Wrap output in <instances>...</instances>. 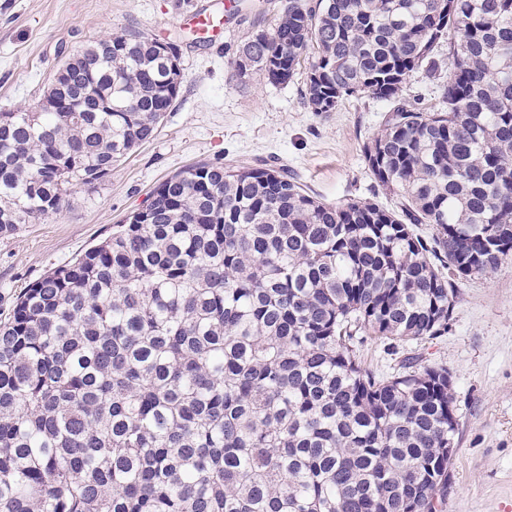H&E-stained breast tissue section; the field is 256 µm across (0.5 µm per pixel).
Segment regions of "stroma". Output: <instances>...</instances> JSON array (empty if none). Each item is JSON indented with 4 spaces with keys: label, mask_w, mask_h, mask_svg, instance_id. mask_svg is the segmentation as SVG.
Instances as JSON below:
<instances>
[{
    "label": "stroma",
    "mask_w": 512,
    "mask_h": 512,
    "mask_svg": "<svg viewBox=\"0 0 512 512\" xmlns=\"http://www.w3.org/2000/svg\"><path fill=\"white\" fill-rule=\"evenodd\" d=\"M225 0H0V112L34 111L61 63L91 41L124 30L173 42L183 80L153 137L91 187L74 188L57 217L0 235V321L34 280L107 237L147 204L168 177L199 162L252 167L271 161L294 172L329 204L373 200L395 208L369 170L363 148L381 129L388 104L366 96L334 112L303 98L308 61L291 82L240 78L233 61L253 34L271 31L285 0H245L225 19ZM221 20L222 46L187 22ZM445 365L459 423L444 512H512V259L465 280L446 336L392 352L364 336L360 353L381 375L414 353Z\"/></svg>",
    "instance_id": "obj_1"
}]
</instances>
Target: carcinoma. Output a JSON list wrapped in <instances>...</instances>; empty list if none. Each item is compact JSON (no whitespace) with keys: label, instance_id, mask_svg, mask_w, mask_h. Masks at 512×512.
Instances as JSON below:
<instances>
[{"label":"carcinoma","instance_id":"carcinoma-1","mask_svg":"<svg viewBox=\"0 0 512 512\" xmlns=\"http://www.w3.org/2000/svg\"><path fill=\"white\" fill-rule=\"evenodd\" d=\"M161 45L95 40L71 111L0 112L1 235L152 138L182 84ZM444 46L437 108L402 103ZM238 53L272 84L313 55V112L389 103L364 159L403 201L327 204L269 166L167 178L0 323V512H443L448 367L379 377L355 339L448 335L459 284L512 258V0H288Z\"/></svg>","mask_w":512,"mask_h":512}]
</instances>
